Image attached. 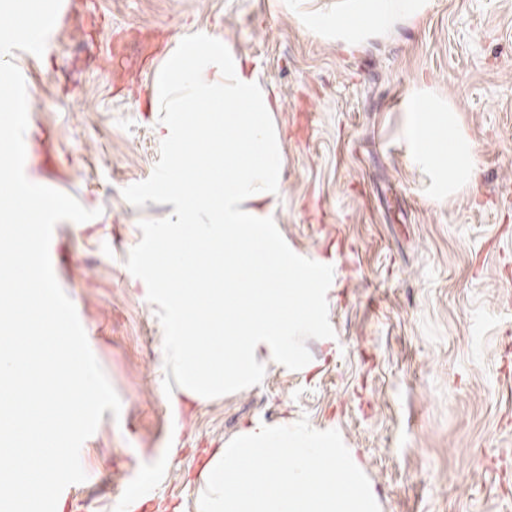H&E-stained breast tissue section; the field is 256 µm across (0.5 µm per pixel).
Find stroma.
Segmentation results:
<instances>
[{
    "mask_svg": "<svg viewBox=\"0 0 512 512\" xmlns=\"http://www.w3.org/2000/svg\"><path fill=\"white\" fill-rule=\"evenodd\" d=\"M26 76L24 172L98 217L58 222L50 257L121 401L82 445L84 482L60 512H130L117 491L155 485L137 512H194L201 468L253 419L338 430L380 512H512V0H430L355 48L305 30L289 0H62ZM159 27L154 83L170 50L222 38L274 101L284 173L273 218L287 245L334 266L330 339L301 369L209 401L163 390V327L126 267L139 222L172 204L131 205L165 130L151 100L117 91L108 66L75 63L86 32L112 41ZM456 109L477 184L440 192L414 166L401 101L412 90ZM382 149H375V142Z\"/></svg>",
    "mask_w": 512,
    "mask_h": 512,
    "instance_id": "1",
    "label": "stroma"
}]
</instances>
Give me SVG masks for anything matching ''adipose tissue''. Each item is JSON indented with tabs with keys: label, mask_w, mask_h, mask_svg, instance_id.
Returning <instances> with one entry per match:
<instances>
[{
	"label": "adipose tissue",
	"mask_w": 512,
	"mask_h": 512,
	"mask_svg": "<svg viewBox=\"0 0 512 512\" xmlns=\"http://www.w3.org/2000/svg\"><path fill=\"white\" fill-rule=\"evenodd\" d=\"M428 4L429 0H343L336 12L305 11L300 20L312 33L330 32L339 42L357 45L389 28L396 19L421 15ZM403 109L412 162L438 170L454 164L458 183L467 184L472 175L471 148L464 139H451L445 134L455 122L454 115L417 91L404 99Z\"/></svg>",
	"instance_id": "1"
}]
</instances>
